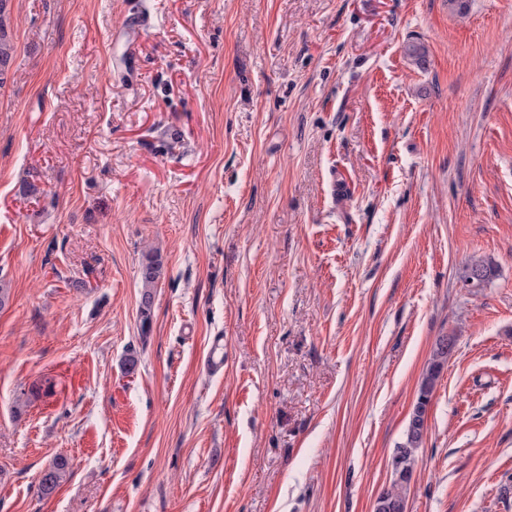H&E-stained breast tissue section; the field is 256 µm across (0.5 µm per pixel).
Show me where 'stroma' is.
I'll return each mask as SVG.
<instances>
[{
    "instance_id": "stroma-1",
    "label": "stroma",
    "mask_w": 512,
    "mask_h": 512,
    "mask_svg": "<svg viewBox=\"0 0 512 512\" xmlns=\"http://www.w3.org/2000/svg\"><path fill=\"white\" fill-rule=\"evenodd\" d=\"M6 16L0 512H373L445 335L408 512H512V0ZM161 276V264L153 256L148 257V261L142 265L140 271V277L144 288L142 295V302L140 308V315L142 323L146 327L149 324L151 318V307L153 299V288ZM69 469V461L65 456L55 458L52 466H50L39 481V489L43 494L52 492L66 477Z\"/></svg>"
}]
</instances>
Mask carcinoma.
<instances>
[{
    "instance_id": "1",
    "label": "carcinoma",
    "mask_w": 512,
    "mask_h": 512,
    "mask_svg": "<svg viewBox=\"0 0 512 512\" xmlns=\"http://www.w3.org/2000/svg\"><path fill=\"white\" fill-rule=\"evenodd\" d=\"M6 0H0V84L3 83L1 74L8 66L14 53V45L7 31L5 19ZM493 274L492 266L484 261L473 260L467 265L466 281L474 280L478 283L487 281ZM161 276V264L153 256L142 265L140 277L144 288L140 315L143 325H148L151 318L153 288ZM456 346V337L441 336L437 340L432 358L427 366L423 380L419 386L416 402L409 418L405 434V441L397 447L393 458L396 479L391 487L384 489L376 498L374 512H407V484L409 474L414 462V453L421 447L426 436L427 410L431 396L448 356ZM69 461L65 456L55 458L39 481V489L43 494L52 492L66 477Z\"/></svg>"
}]
</instances>
